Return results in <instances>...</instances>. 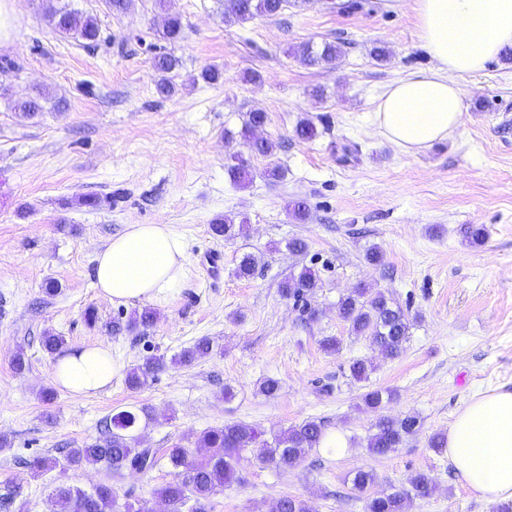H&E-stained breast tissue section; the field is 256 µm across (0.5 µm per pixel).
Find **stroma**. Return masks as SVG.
Segmentation results:
<instances>
[{
    "label": "stroma",
    "instance_id": "stroma-1",
    "mask_svg": "<svg viewBox=\"0 0 512 512\" xmlns=\"http://www.w3.org/2000/svg\"><path fill=\"white\" fill-rule=\"evenodd\" d=\"M64 3L96 17V45L54 32L47 9ZM7 4L14 21L0 46V88L8 90L0 96V433L9 444L0 449V495L15 489L20 512H54V487L88 490L108 480L119 502L171 512L155 494L173 478L168 459L111 479L102 465L58 458L99 439L104 417L136 406L151 415L141 430L147 448H191L201 432L227 422L252 425L268 441L305 420L342 435L341 452L313 449L288 471L249 448L241 483L214 495L211 512H272L285 495L314 512H365L352 485L360 469L375 473V495L427 474L435 490L411 512H496L428 439L447 431L471 398L512 390V56L461 78L465 125L407 154L371 116L386 85L434 65L418 38L414 0H288L278 16L243 24L225 23L224 0H133L122 14L104 0ZM171 14L181 17L184 36L167 49L182 65L175 93L163 96L150 47ZM307 41L336 43L341 54L304 65L292 50ZM376 47L389 50L388 61L373 57ZM210 66L222 70L219 81L201 79ZM37 87L47 93L43 111L19 117L12 100ZM255 110L266 114L257 135L274 150L252 157L253 179L242 187L225 162L248 151L240 131ZM303 120L315 138L295 137ZM272 167L280 179L268 178ZM91 193L104 205L78 206ZM295 199L306 201V220L289 215ZM224 217L245 224V233L214 235L212 224ZM130 224H167L183 236L190 276L156 306L153 326L116 335L111 322L133 308L102 296L94 258ZM467 224L485 228L484 243L463 237ZM296 238L305 253L289 251ZM373 246L382 253L376 265L365 259ZM246 253L257 266L240 278L235 268ZM305 266L321 282L302 306L279 285ZM51 280L58 294H46ZM360 285L388 292L416 316L398 358L383 357L340 318L337 301ZM90 309L98 317L92 326ZM48 332L70 351L108 348L120 365L111 384L94 395L57 386L56 358L42 347ZM203 337L211 355L128 388L127 372L140 359L173 357ZM327 337L337 351L322 348ZM357 359L371 362L368 380L351 378ZM268 377L280 384L273 398L259 391ZM373 389L394 392L387 414L422 421L384 456L366 447L377 414L362 396ZM38 456L57 465L34 478L28 464Z\"/></svg>",
    "mask_w": 512,
    "mask_h": 512
}]
</instances>
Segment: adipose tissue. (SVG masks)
Returning a JSON list of instances; mask_svg holds the SVG:
<instances>
[{
  "label": "adipose tissue",
  "instance_id": "ef3b65f1",
  "mask_svg": "<svg viewBox=\"0 0 512 512\" xmlns=\"http://www.w3.org/2000/svg\"><path fill=\"white\" fill-rule=\"evenodd\" d=\"M419 39L434 68L388 85L375 99L378 131L407 153L448 138L467 119L462 77L512 47V0H415ZM188 245L165 224H131L95 257V286L110 301L160 304L189 277ZM107 348L83 349L55 365L76 394L103 389L117 374ZM448 458L477 497L512 501V390L467 403L448 430Z\"/></svg>",
  "mask_w": 512,
  "mask_h": 512
}]
</instances>
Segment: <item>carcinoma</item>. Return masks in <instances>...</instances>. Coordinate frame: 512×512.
<instances>
[{"label":"carcinoma","mask_w":512,"mask_h":512,"mask_svg":"<svg viewBox=\"0 0 512 512\" xmlns=\"http://www.w3.org/2000/svg\"><path fill=\"white\" fill-rule=\"evenodd\" d=\"M287 0H224V21L243 23L257 16L274 17L281 13ZM49 22L53 30L63 38H72L90 47L101 37L97 19L63 5L53 6L49 10ZM183 36V24L179 17L167 19L160 38L175 42ZM341 49L334 43L325 42L319 46L312 42L299 45L294 55L307 65L332 63L340 55ZM181 66L178 57L153 47V68L158 75L156 91L169 96L175 86L168 74ZM46 100L43 91L36 93L15 105V109L26 117L37 115L43 110ZM266 115L260 110L249 114L248 121L241 130V136L249 142L250 152L268 155L273 144L263 138H257L254 131L265 122ZM226 169L233 181L244 186L251 180L250 157L231 156ZM245 225L219 220L211 226L213 234L232 239L243 233ZM319 287L316 272L303 267L297 273H291L281 282V294L294 302L307 303L308 297ZM339 316L349 323L357 336H365L371 346L386 358L395 359L401 355L404 344L410 335L413 321L394 300L382 290L359 286L349 294L340 297L336 304ZM156 314L148 309L135 312L126 324L112 326V331L134 332L154 322ZM211 352L210 342L201 338L193 346L183 350L176 358L181 364H190ZM167 368L161 356H148L131 368L126 382L131 388H139L154 381ZM393 395L387 390L376 389L364 394L365 405L373 410L383 408L392 401ZM149 418L148 412L141 408L128 407L119 410L101 421L103 437L78 448L69 449L66 460L72 466L102 465L109 473L138 470L149 472L158 463V451L155 448L139 446L141 420ZM421 420L416 415H381L373 425L366 439L370 453L387 455L401 447L409 438L421 429ZM324 436L321 423L306 420L280 432L270 442H262L258 459L283 470L300 464L305 455L318 447ZM259 432L252 426L232 422L221 427L204 431L196 439V446L207 449V454L195 457L190 450L175 445L168 450L167 457L175 469L174 478L156 490L160 499L168 502L173 509L190 504V512H210L211 497L223 488L238 481V464L249 447L257 443ZM375 475L371 471L359 470L352 479L353 487L365 494L373 486ZM434 490L431 479L424 473L414 475L408 486L393 492L366 497V512H410L417 498H424ZM57 512H116L117 495L109 483H101L93 490L58 486L52 492ZM275 512H312L306 501L285 495L279 499Z\"/></svg>","instance_id":"1"}]
</instances>
